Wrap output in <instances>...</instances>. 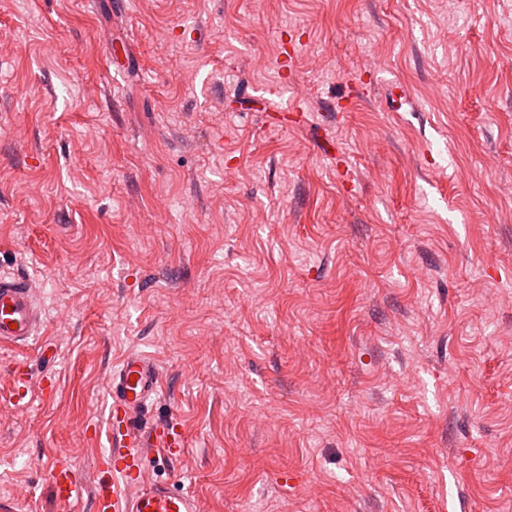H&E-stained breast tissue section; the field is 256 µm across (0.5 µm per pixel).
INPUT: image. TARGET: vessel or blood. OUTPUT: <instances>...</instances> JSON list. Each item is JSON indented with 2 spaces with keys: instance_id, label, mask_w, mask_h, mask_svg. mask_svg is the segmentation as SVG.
Here are the masks:
<instances>
[{
  "instance_id": "vessel-or-blood-1",
  "label": "vessel or blood",
  "mask_w": 512,
  "mask_h": 512,
  "mask_svg": "<svg viewBox=\"0 0 512 512\" xmlns=\"http://www.w3.org/2000/svg\"><path fill=\"white\" fill-rule=\"evenodd\" d=\"M42 325V310L30 281L0 274V345L27 346ZM109 388L112 447L97 467L94 512H202L193 492L175 489L147 471L148 460H176L184 445L173 423L145 419L144 410L160 388L157 364L142 354H126L110 377ZM48 472L50 492L59 506L83 498V483L66 456L56 455Z\"/></svg>"
}]
</instances>
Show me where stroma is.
Listing matches in <instances>:
<instances>
[{"instance_id":"1","label":"stroma","mask_w":512,"mask_h":512,"mask_svg":"<svg viewBox=\"0 0 512 512\" xmlns=\"http://www.w3.org/2000/svg\"><path fill=\"white\" fill-rule=\"evenodd\" d=\"M0 272L19 512L92 489L130 352L203 512H512V0H0ZM10 323H16L17 328L11 329ZM42 325V310L30 281L0 274V345L27 346ZM49 486L54 501L62 507H69L83 499L84 486L77 477L71 462L66 456L56 455L48 463Z\"/></svg>"}]
</instances>
